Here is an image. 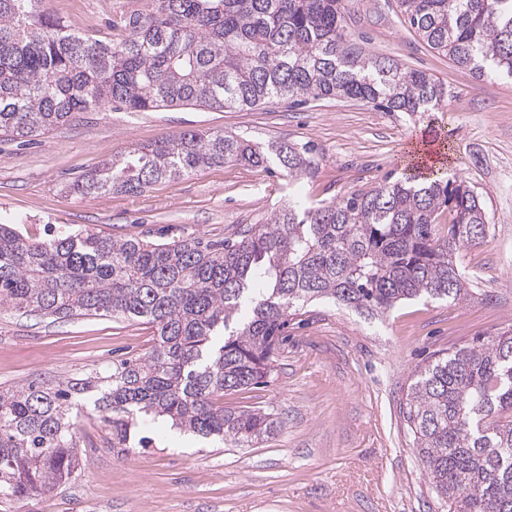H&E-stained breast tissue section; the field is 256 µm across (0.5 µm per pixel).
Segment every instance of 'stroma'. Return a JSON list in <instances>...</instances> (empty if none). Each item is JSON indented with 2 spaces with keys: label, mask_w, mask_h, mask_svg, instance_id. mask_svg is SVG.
Segmentation results:
<instances>
[{
  "label": "stroma",
  "mask_w": 512,
  "mask_h": 512,
  "mask_svg": "<svg viewBox=\"0 0 512 512\" xmlns=\"http://www.w3.org/2000/svg\"><path fill=\"white\" fill-rule=\"evenodd\" d=\"M138 0H45L82 33L112 36L110 24ZM344 29L365 50L438 78L444 111L407 116L343 99L303 108L279 102L251 110L165 108L82 112L35 144L0 140V224L26 238L94 229L155 243L224 239L263 223L283 199L303 206L399 179L412 145H452L434 161L481 197L489 231L462 249L472 293L415 300L384 319L327 301L288 322L267 382L232 392L225 405L270 409L283 419L271 438L224 448L191 434L160 432L150 448L112 451V432L81 412L82 465L66 485L7 512H446L412 448L402 409L417 366L438 351L512 326V79L475 76L429 48L397 0H344ZM224 130L262 146L314 144L307 177L277 165L213 166L165 179L143 193L69 194L74 180L112 154L183 131ZM150 325L112 317L53 319L0 313V387L51 383L105 370L151 344Z\"/></svg>",
  "instance_id": "obj_1"
}]
</instances>
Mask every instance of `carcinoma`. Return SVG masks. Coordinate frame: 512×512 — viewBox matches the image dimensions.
I'll list each match as a JSON object with an SVG mask.
<instances>
[{
	"label": "carcinoma",
	"instance_id": "obj_1",
	"mask_svg": "<svg viewBox=\"0 0 512 512\" xmlns=\"http://www.w3.org/2000/svg\"><path fill=\"white\" fill-rule=\"evenodd\" d=\"M44 0H0V138L27 143L78 112L243 110L343 98L413 116L448 100L440 80L347 40L342 0H146L112 22L118 39L70 29ZM427 45L481 77L512 78V0H398ZM296 178L312 150L266 154L224 131H188L115 154L66 186L137 195L228 161ZM451 222H439L443 211ZM489 224L456 175L409 173L328 203L283 205L235 240L154 243L87 230L27 241L0 224V310L111 316L154 329L107 375L0 390V505L51 491L80 469L74 412L93 393L112 449L150 418L244 448L283 421L224 406L265 382L288 318L331 299L369 317L408 300L469 295L462 248ZM403 418L448 512H512V328L416 367Z\"/></svg>",
	"mask_w": 512,
	"mask_h": 512
}]
</instances>
